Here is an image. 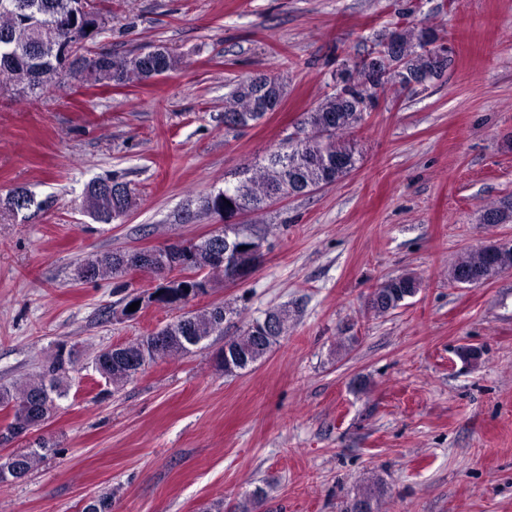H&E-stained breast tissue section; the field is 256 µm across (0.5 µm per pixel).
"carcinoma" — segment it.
I'll use <instances>...</instances> for the list:
<instances>
[{
	"mask_svg": "<svg viewBox=\"0 0 512 512\" xmlns=\"http://www.w3.org/2000/svg\"><path fill=\"white\" fill-rule=\"evenodd\" d=\"M79 0H0V59L11 63L0 65V91L6 89L17 97L36 94L47 87L67 89L71 80L85 81L83 74L68 77L59 71L58 50L69 41L92 43L100 32L87 30L93 24L88 13L80 15L77 27L60 24V19L73 14ZM437 29L417 28L404 23L396 25L375 44L383 47L376 71L360 68L351 75V84L345 94L332 92L321 99L310 111L303 113L295 135L281 141L288 146V157L272 152L261 162L243 164L235 180L224 182V188L207 194L201 200V209L224 221V234L238 241L236 263L247 266L251 255L243 245L250 235L235 222L241 212H257L274 198L299 195L311 183L332 184L340 180L336 167L355 169L356 151L350 136L374 107V101L386 89L406 91L428 78L436 80L451 64L449 48L442 44ZM103 66L112 71V85L123 87L152 79L153 59L149 52H130L119 55L99 52L82 57V68ZM285 84L276 75H257L239 81L225 97L224 119L240 128L259 123L282 103ZM5 205L18 213L23 210L38 213L45 202L25 188L15 189ZM137 205L133 191L115 178L99 179L90 183L83 199L84 211L96 222L110 224L128 214ZM485 224H505L512 220V212L489 207L482 215ZM184 249L194 256L190 267L192 275L164 286V302L178 309L184 308L201 294L208 293L211 276L226 274L223 259L212 250V236L182 241ZM180 259L178 253L164 245L136 259L127 252L115 251L97 254L83 260L78 268L79 278L85 281L115 280V288L129 287L122 281L130 265L145 272L170 274ZM498 265V255L482 249L462 254L448 269V280L465 277L478 281L485 272ZM387 286L377 288L371 295L370 308L380 315L401 306L404 295L419 290L418 280L409 275L385 280ZM229 307L216 304L192 310L177 317L160 330L137 341L118 344L96 353L93 365L98 374L106 375L105 382L118 389L137 375L129 360L148 364L170 356H183L202 342L224 330L225 314ZM274 321V330L267 336L255 335L251 328L224 342L218 355L224 374L236 375L262 359L288 330V311L276 309L267 313ZM75 366L74 348L56 351L34 378L11 386H0V408L13 411L12 420L3 428L11 439L26 435L42 425L56 406V400L67 395L69 373ZM55 452L54 444L45 438L25 452L0 456V477L15 479L17 472L29 473L37 463ZM376 490L367 489L347 507L348 512H378Z\"/></svg>",
	"mask_w": 512,
	"mask_h": 512,
	"instance_id": "obj_1",
	"label": "carcinoma"
}]
</instances>
